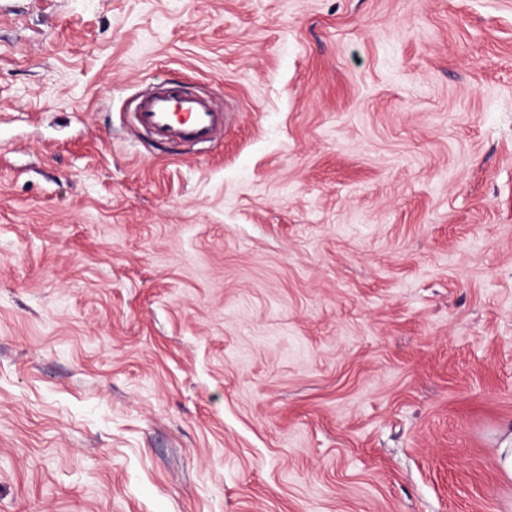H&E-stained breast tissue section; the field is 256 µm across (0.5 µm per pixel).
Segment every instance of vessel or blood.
<instances>
[{"label":"vessel or blood","instance_id":"1","mask_svg":"<svg viewBox=\"0 0 512 512\" xmlns=\"http://www.w3.org/2000/svg\"><path fill=\"white\" fill-rule=\"evenodd\" d=\"M132 122L158 142L178 147L210 143L224 133V113L211 99L166 79L138 98Z\"/></svg>","mask_w":512,"mask_h":512}]
</instances>
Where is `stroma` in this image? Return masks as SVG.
<instances>
[{
    "label": "stroma",
    "instance_id": "stroma-1",
    "mask_svg": "<svg viewBox=\"0 0 512 512\" xmlns=\"http://www.w3.org/2000/svg\"><path fill=\"white\" fill-rule=\"evenodd\" d=\"M509 423L512 0H0V512H512ZM132 122L159 143L178 147L210 143L224 133V112L211 99L166 79L137 99ZM502 437L498 448V462L502 475L512 480V427L506 426L502 430Z\"/></svg>",
    "mask_w": 512,
    "mask_h": 512
}]
</instances>
